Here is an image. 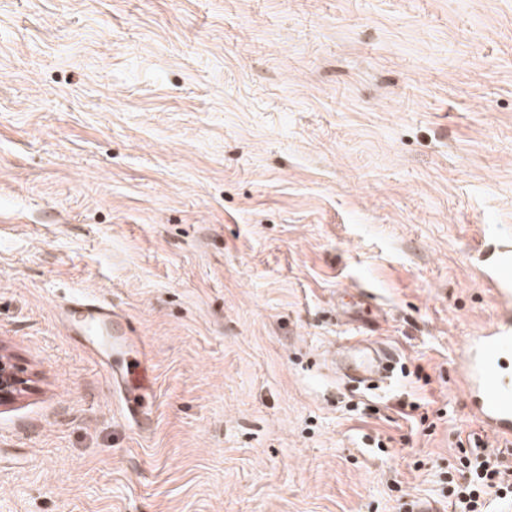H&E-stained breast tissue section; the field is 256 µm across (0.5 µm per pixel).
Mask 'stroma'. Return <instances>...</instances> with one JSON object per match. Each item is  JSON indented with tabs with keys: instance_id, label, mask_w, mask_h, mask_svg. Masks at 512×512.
Wrapping results in <instances>:
<instances>
[{
	"instance_id": "stroma-1",
	"label": "stroma",
	"mask_w": 512,
	"mask_h": 512,
	"mask_svg": "<svg viewBox=\"0 0 512 512\" xmlns=\"http://www.w3.org/2000/svg\"><path fill=\"white\" fill-rule=\"evenodd\" d=\"M502 241L512 0H0V512H450ZM76 292L145 340L147 428ZM363 339L386 385L337 374ZM57 319L64 330L84 338L99 363L110 366L111 386L114 393L127 382V376L132 371L131 363L140 365L146 358L144 346L135 342L128 323L112 310L111 305L97 297L84 293L70 295L68 300L59 307ZM99 336H112L113 354L129 353L126 360L121 363L113 361L111 353L103 349ZM25 387V381L10 362L2 357L0 359V405L10 402ZM124 409L128 418L136 427L141 428L146 425L148 411L144 395L137 394L124 397Z\"/></svg>"
}]
</instances>
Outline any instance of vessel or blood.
<instances>
[{"label": "vessel or blood", "mask_w": 512, "mask_h": 512, "mask_svg": "<svg viewBox=\"0 0 512 512\" xmlns=\"http://www.w3.org/2000/svg\"><path fill=\"white\" fill-rule=\"evenodd\" d=\"M485 280L492 288L498 313L494 323L465 339V354L456 366L457 381L472 415L498 439L512 441V249L500 250ZM60 326L82 336L99 363L110 366L111 386L125 384L132 364L146 357L143 345L132 337L128 323L111 305L84 293L70 295L57 313ZM391 349L377 355L357 352L346 360L345 379L360 385L379 374L391 361ZM124 409L136 427L148 416L144 395L125 397Z\"/></svg>", "instance_id": "b4317fda"}]
</instances>
